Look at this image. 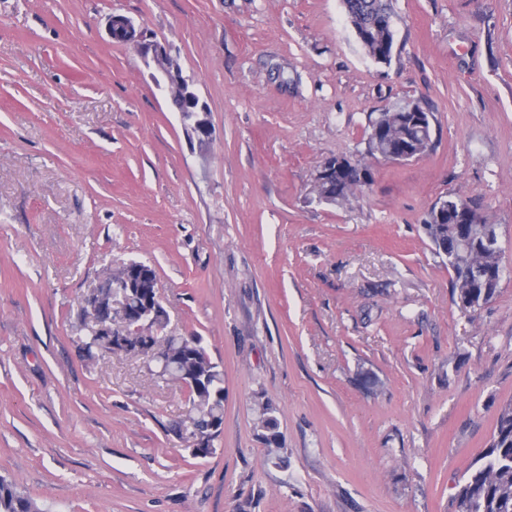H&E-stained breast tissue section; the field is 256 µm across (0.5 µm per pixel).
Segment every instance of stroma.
<instances>
[{
	"mask_svg": "<svg viewBox=\"0 0 512 512\" xmlns=\"http://www.w3.org/2000/svg\"><path fill=\"white\" fill-rule=\"evenodd\" d=\"M391 9L381 65L341 0H0V475L45 512H454L512 401V277L460 307L422 221L477 202L512 268V0ZM112 14L177 49L206 146ZM407 101L434 150L367 159L370 120ZM340 155L372 179L319 201ZM132 260L167 334L224 373L211 456L178 429V383L84 347L81 297ZM352 173L356 175L360 182L366 185L370 179L369 169L359 163L347 157H339L325 160L318 168L314 181H322L337 174ZM314 191L320 200L336 204L350 202L355 198L359 188L352 183L336 178V180L315 185ZM257 426L261 431V439L268 448L269 459L277 460L280 463L285 462L283 455V443L279 432V421L276 416V407L270 399L257 401Z\"/></svg>",
	"mask_w": 512,
	"mask_h": 512,
	"instance_id": "35a3bbf8",
	"label": "stroma"
}]
</instances>
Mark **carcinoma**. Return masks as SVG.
<instances>
[{
    "mask_svg": "<svg viewBox=\"0 0 512 512\" xmlns=\"http://www.w3.org/2000/svg\"><path fill=\"white\" fill-rule=\"evenodd\" d=\"M343 7L355 31L367 36L362 43L367 54L376 45L394 43L391 13L387 0H342ZM366 153L387 160L392 149L405 146L413 156H423L434 150L432 123L422 125L410 121V114L395 107L387 109L370 121L365 141ZM319 199L328 203H345L355 198L359 188L342 179L314 186ZM469 207L473 222L458 220V206ZM442 207L448 209V219L439 224L434 219L436 207L427 211L423 227L433 245L434 253L447 264L452 276L453 297L465 308L479 309L497 295L506 269L501 267V248L484 245L476 228L479 208L450 194L443 197ZM126 266L113 270L112 281L103 284L99 295L104 310L112 311V321H123L124 313L136 307V295L118 287ZM167 313L157 304L150 325L134 336L132 345L121 353L151 364L162 363L156 375L176 381L188 392L190 410L183 423L185 434L192 435L195 457L205 458L215 452V441L224 425V373L207 355L198 336H169L165 333ZM88 347L113 353L112 338L105 336L90 322H84ZM257 426L268 448L269 459L285 462L279 432L276 407L270 399L257 401ZM456 512H512V402L502 406L495 433L482 456L468 474L454 497ZM0 512H43L38 503L17 484L0 476Z\"/></svg>",
    "mask_w": 512,
    "mask_h": 512,
    "instance_id": "obj_1",
    "label": "carcinoma"
}]
</instances>
